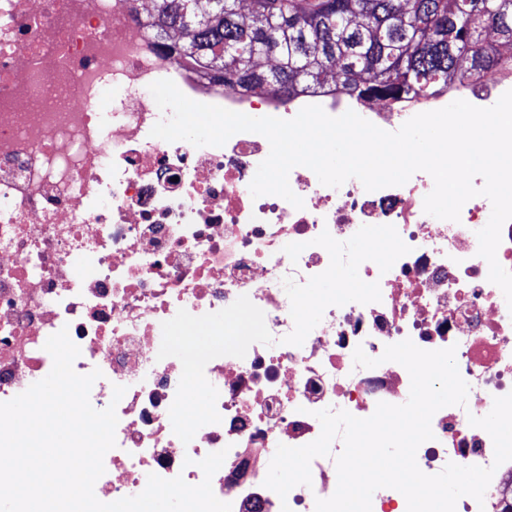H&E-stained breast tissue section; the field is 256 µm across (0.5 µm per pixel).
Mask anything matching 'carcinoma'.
<instances>
[{
  "label": "carcinoma",
  "instance_id": "1",
  "mask_svg": "<svg viewBox=\"0 0 512 512\" xmlns=\"http://www.w3.org/2000/svg\"><path fill=\"white\" fill-rule=\"evenodd\" d=\"M186 15L178 61L226 89L288 98L332 68L334 93L425 98L464 59L474 80L498 62L485 32L512 45V0H154L146 27L165 41Z\"/></svg>",
  "mask_w": 512,
  "mask_h": 512
}]
</instances>
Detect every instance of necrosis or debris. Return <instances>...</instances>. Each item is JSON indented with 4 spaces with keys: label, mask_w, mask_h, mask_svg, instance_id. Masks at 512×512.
Here are the masks:
<instances>
[{
    "label": "necrosis or debris",
    "mask_w": 512,
    "mask_h": 512,
    "mask_svg": "<svg viewBox=\"0 0 512 512\" xmlns=\"http://www.w3.org/2000/svg\"><path fill=\"white\" fill-rule=\"evenodd\" d=\"M502 58L480 80L457 75L425 99L285 100L179 67L132 0H0V402L49 374L44 344L67 330L80 349L75 371L102 372L92 406L118 417L94 486L100 501L138 495L151 473L200 484V460L223 450L211 484L231 512H315L337 488L342 439L312 460L311 485L284 498L264 485L278 445L317 439L319 410L367 418L379 402L405 403L410 375L381 362L386 346H452L467 403L434 414L417 464L428 475L451 462L494 467L483 501L461 497L455 512H512V461L494 465L490 435L469 422L512 392V308L478 254L490 201L472 198L459 221L441 220L423 210L434 187L426 172L369 191L356 178L322 185L304 166L289 174L303 208L255 198L268 140L152 137L163 114L149 91L169 79L194 101L255 118L318 105L394 132L458 99L493 106L512 89V49ZM369 233L385 256L359 250ZM350 265L360 285L330 287ZM243 316L252 329L241 344L165 351L171 327ZM358 347L378 366H355ZM191 378L203 389L196 406ZM117 385L126 392L116 402Z\"/></svg>",
    "instance_id": "obj_1"
}]
</instances>
